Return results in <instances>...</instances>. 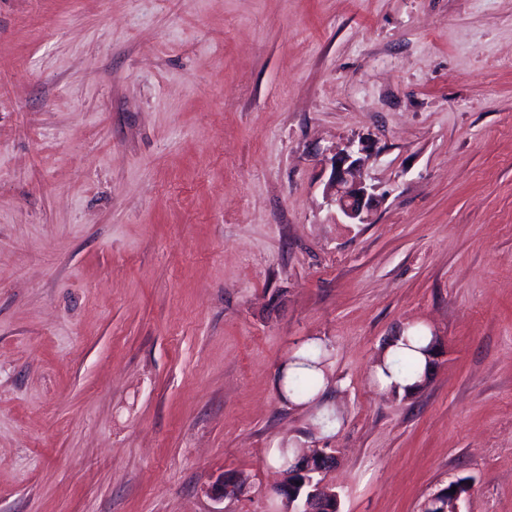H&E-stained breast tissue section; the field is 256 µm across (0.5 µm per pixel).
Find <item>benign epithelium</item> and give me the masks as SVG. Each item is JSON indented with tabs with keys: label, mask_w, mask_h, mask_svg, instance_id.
Here are the masks:
<instances>
[{
	"label": "benign epithelium",
	"mask_w": 512,
	"mask_h": 512,
	"mask_svg": "<svg viewBox=\"0 0 512 512\" xmlns=\"http://www.w3.org/2000/svg\"><path fill=\"white\" fill-rule=\"evenodd\" d=\"M360 149L348 146L330 159L331 173L325 184L324 194L327 202L340 211L352 224H364L369 212L379 203L373 186L366 184L360 175L363 158ZM336 449L320 448L312 453L296 456L291 461L293 480L284 489L278 485L274 494L281 500L279 512H299L294 508L295 499L305 485H313L310 501L305 504L304 512H336V492L327 484H313L311 475L322 472L320 466H333ZM465 484L456 481L441 489L446 500L444 512H460L459 502L464 497Z\"/></svg>",
	"instance_id": "benign-epithelium-1"
}]
</instances>
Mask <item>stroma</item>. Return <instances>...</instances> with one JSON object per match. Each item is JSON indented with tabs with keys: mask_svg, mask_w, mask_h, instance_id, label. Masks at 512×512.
<instances>
[{
	"mask_svg": "<svg viewBox=\"0 0 512 512\" xmlns=\"http://www.w3.org/2000/svg\"><path fill=\"white\" fill-rule=\"evenodd\" d=\"M313 448L340 512H512V0H0V512H275ZM363 149L353 145L336 152L329 161L330 177L325 184L327 202L340 211L350 224H364L369 212L379 203L373 186L366 184L360 175L363 158L355 157ZM434 340L435 336H428L421 328H413L406 336H394L390 344V347H394L391 353V363L382 364V359H380L378 363L382 370L376 365V374L381 385L389 389L393 385L403 387L411 384L404 389L407 392L412 390L420 377L428 370L429 363L426 354ZM391 367H394L406 380L414 379L415 381H403L394 371H391L390 377L385 376L384 374L389 375ZM434 369L435 367H430L428 373L424 374L420 385L430 378ZM322 358L320 346L304 347L300 354L291 359L288 375L281 377L283 390L297 399L318 393L323 384Z\"/></svg>",
	"mask_w": 512,
	"mask_h": 512,
	"instance_id": "stroma-1",
	"label": "stroma"
}]
</instances>
